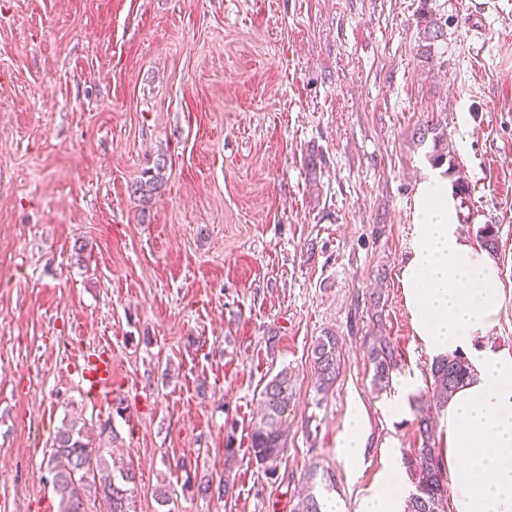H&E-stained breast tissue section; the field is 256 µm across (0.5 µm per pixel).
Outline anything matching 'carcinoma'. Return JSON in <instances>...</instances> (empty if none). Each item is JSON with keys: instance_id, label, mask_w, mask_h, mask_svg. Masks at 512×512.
I'll use <instances>...</instances> for the list:
<instances>
[{"instance_id": "cac0c4a2", "label": "carcinoma", "mask_w": 512, "mask_h": 512, "mask_svg": "<svg viewBox=\"0 0 512 512\" xmlns=\"http://www.w3.org/2000/svg\"><path fill=\"white\" fill-rule=\"evenodd\" d=\"M165 165H157V172L147 171L146 179L131 186L132 194L143 200L162 186ZM484 250L498 251L497 232L486 224L480 229ZM369 361L373 365L371 384L378 392L392 386L393 374L399 369L394 346L387 340L372 345ZM313 369L316 391L327 394L340 375L341 355L337 336L326 333L313 345ZM430 384L436 404L445 405L455 392L468 384L473 373L466 358L459 353L437 357L430 367ZM262 414L250 433L249 453L255 462L270 475L275 474L284 444V422L293 397V380L283 370L270 379L261 393ZM416 433L420 447L407 459V467L416 480L415 492L406 499L405 512H448V478L441 449L437 448L436 423L426 396L417 399L414 409ZM112 427L110 421L99 424L98 440L91 439L87 423L80 417L66 420L58 429L48 469L51 483L59 498L60 512H93L90 504L101 501L106 512H136V474L127 469L119 470V477L110 475L112 470ZM324 505L316 495L309 493L297 497L293 512H323Z\"/></svg>"}]
</instances>
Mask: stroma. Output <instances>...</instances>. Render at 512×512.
Listing matches in <instances>:
<instances>
[{"mask_svg":"<svg viewBox=\"0 0 512 512\" xmlns=\"http://www.w3.org/2000/svg\"><path fill=\"white\" fill-rule=\"evenodd\" d=\"M444 30L426 50L419 15ZM454 152L433 162L434 140ZM150 201L131 186L157 163ZM465 178L463 234L498 231L506 288L489 332L512 351V0H0V499L58 512L64 417L110 420L137 512L180 460L228 497L175 512H291L305 477L355 512L389 452L418 447L433 357L400 274L412 200ZM341 372L318 397L312 347ZM389 337L402 407L374 393ZM112 353L108 401L80 352ZM294 383L276 474L252 459L259 393ZM367 435L349 470L351 413ZM313 369L318 394H327L340 375L341 355L337 336L327 332L313 345ZM364 440L362 438V416L353 413L348 419L341 442L338 445V454L348 468L359 465L363 455Z\"/></svg>","mask_w":512,"mask_h":512,"instance_id":"obj_1","label":"stroma"}]
</instances>
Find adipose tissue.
Returning a JSON list of instances; mask_svg holds the SVG:
<instances>
[{"instance_id":"1","label":"adipose tissue","mask_w":512,"mask_h":512,"mask_svg":"<svg viewBox=\"0 0 512 512\" xmlns=\"http://www.w3.org/2000/svg\"><path fill=\"white\" fill-rule=\"evenodd\" d=\"M412 211L414 244L400 280L414 331L431 354L463 353L475 373L443 416L456 512H512V353L485 342L503 282L493 259L461 233L447 181H421ZM407 496L394 458L356 512H404Z\"/></svg>"}]
</instances>
